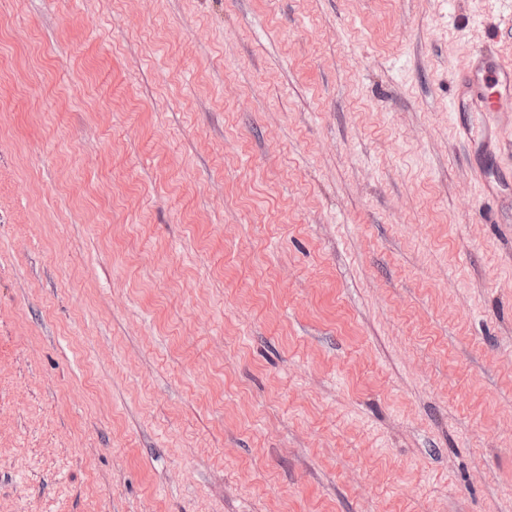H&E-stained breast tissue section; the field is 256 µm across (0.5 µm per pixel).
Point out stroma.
Wrapping results in <instances>:
<instances>
[{"label":"stroma","instance_id":"1","mask_svg":"<svg viewBox=\"0 0 512 512\" xmlns=\"http://www.w3.org/2000/svg\"><path fill=\"white\" fill-rule=\"evenodd\" d=\"M500 0H0V512H512ZM477 50L467 61L457 90L459 110L473 107L482 115L512 112V60L503 61L495 50ZM459 133L467 141L472 151L473 163L480 177V184L483 188H488V184L483 180L482 174L488 176L490 168L497 169L498 161L496 154L492 149L491 131L489 130L485 138L476 141V132L466 124L458 125Z\"/></svg>","mask_w":512,"mask_h":512}]
</instances>
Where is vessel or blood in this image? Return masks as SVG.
Returning <instances> with one entry per match:
<instances>
[{
    "label": "vessel or blood",
    "mask_w": 512,
    "mask_h": 512,
    "mask_svg": "<svg viewBox=\"0 0 512 512\" xmlns=\"http://www.w3.org/2000/svg\"><path fill=\"white\" fill-rule=\"evenodd\" d=\"M457 106L463 110L477 108L486 116L512 112V60L503 61L486 49L473 52L457 90ZM459 132L471 148L478 174L497 168L491 139H477L474 130L465 124L460 125Z\"/></svg>",
    "instance_id": "vessel-or-blood-1"
}]
</instances>
